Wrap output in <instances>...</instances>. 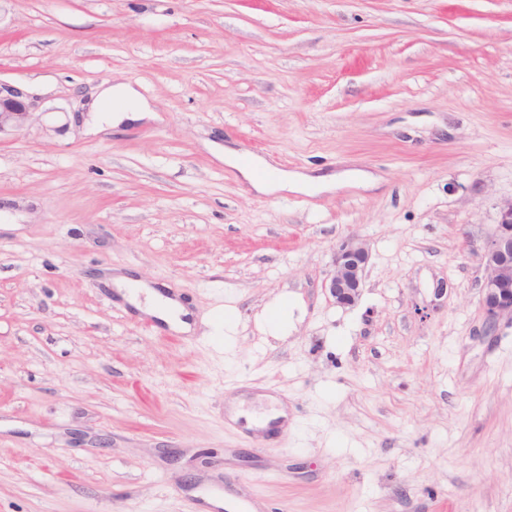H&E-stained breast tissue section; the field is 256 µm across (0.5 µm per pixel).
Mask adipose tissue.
<instances>
[{"label": "adipose tissue", "mask_w": 512, "mask_h": 512, "mask_svg": "<svg viewBox=\"0 0 512 512\" xmlns=\"http://www.w3.org/2000/svg\"><path fill=\"white\" fill-rule=\"evenodd\" d=\"M92 110L97 113L100 121L106 123L124 118L141 121L151 118L153 113L151 105L128 84H102ZM217 156L224 164L235 169L243 179L249 181L254 190L261 195L282 193L310 195L343 187L367 190L377 185V179L373 174L361 170L321 175L279 170L271 177L260 178L257 177L256 171L266 168L265 160L258 158L253 164H243L238 151L227 146L220 148ZM115 286L119 295L135 310L163 322L171 331L191 332L189 313L176 299L155 291L133 275L117 278Z\"/></svg>", "instance_id": "ef3b65f1"}]
</instances>
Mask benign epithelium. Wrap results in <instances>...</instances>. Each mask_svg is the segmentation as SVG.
Segmentation results:
<instances>
[{
    "label": "benign epithelium",
    "mask_w": 512,
    "mask_h": 512,
    "mask_svg": "<svg viewBox=\"0 0 512 512\" xmlns=\"http://www.w3.org/2000/svg\"><path fill=\"white\" fill-rule=\"evenodd\" d=\"M37 107V97L0 81V133L23 127ZM369 261V249L353 236L336 246L327 289L337 305L349 307L357 303ZM483 261L482 309L485 328L492 329L503 319L512 321V200L499 206L497 224L483 247Z\"/></svg>",
    "instance_id": "1"
}]
</instances>
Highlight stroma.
Listing matches in <instances>:
<instances>
[{
	"instance_id": "obj_1",
	"label": "stroma",
	"mask_w": 512,
	"mask_h": 512,
	"mask_svg": "<svg viewBox=\"0 0 512 512\" xmlns=\"http://www.w3.org/2000/svg\"><path fill=\"white\" fill-rule=\"evenodd\" d=\"M0 80L39 99L0 134V512H197L215 484L230 512H512V325L482 335L480 291L512 0H0ZM114 80L155 118L86 134ZM218 144L379 183L261 196ZM351 235L371 259L341 307ZM239 400L287 431L257 440ZM369 261V249L354 236L336 246L326 285L336 305L349 307L357 303ZM118 294L135 310L152 316L178 333H190L192 323L189 312L176 299L165 297L155 291L134 274L124 275L115 280ZM245 415L241 410L237 407H234L231 411V419L236 420L238 417ZM246 422L248 427L254 428L260 431L270 430L273 427L281 426L283 424L282 419L287 418V414L284 410L275 411L269 415L256 416L253 414L252 416L245 415ZM277 421V422H276Z\"/></svg>"
}]
</instances>
